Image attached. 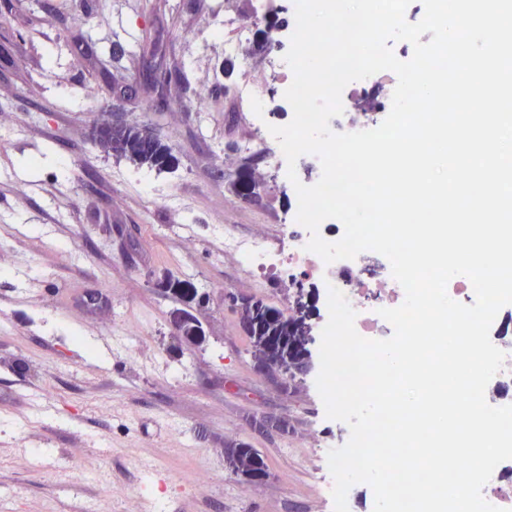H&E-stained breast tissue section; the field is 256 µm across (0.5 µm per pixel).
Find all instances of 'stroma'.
<instances>
[{
    "mask_svg": "<svg viewBox=\"0 0 512 512\" xmlns=\"http://www.w3.org/2000/svg\"><path fill=\"white\" fill-rule=\"evenodd\" d=\"M255 2L0 0V512H334L327 454L350 429L316 388L323 301L303 288L309 370L262 373L234 303L281 302L212 247L228 222L276 246L290 221L286 173L242 148L257 123H287L281 87L261 119L230 111L224 85L244 72L224 78L207 34ZM158 62L179 73L162 96ZM118 84L132 94L117 98ZM203 84L200 114L189 104ZM113 113L171 143L172 166L140 174L103 152L92 133ZM182 311L199 343L175 328ZM130 319L143 334L129 346ZM231 442L260 452L265 481L231 473Z\"/></svg>",
    "mask_w": 512,
    "mask_h": 512,
    "instance_id": "1",
    "label": "stroma"
}]
</instances>
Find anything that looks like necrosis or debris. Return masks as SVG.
<instances>
[{"label":"necrosis or debris","mask_w":512,"mask_h":512,"mask_svg":"<svg viewBox=\"0 0 512 512\" xmlns=\"http://www.w3.org/2000/svg\"><path fill=\"white\" fill-rule=\"evenodd\" d=\"M256 35L254 17L242 18L231 44L246 77L240 87L239 97L254 110H262L269 98L271 80L290 86L293 72L284 60L282 31L270 29L266 36L271 41L262 64H255L247 49ZM222 249L225 259L233 261L242 275L257 281L271 277L273 270L288 271L289 286L308 283L312 287H335L347 298L356 312L355 328L367 339H386L392 336V325L383 319L379 311L401 305L405 293L393 278L391 265L382 255L365 251L356 258L325 263L318 255L307 251L309 231L301 224L287 228L288 244L277 249L270 245L264 234L257 233L243 239L236 236L232 225L224 227ZM495 346L505 352L503 368L488 383L485 391L487 402L493 406L512 404V318L506 311H499L490 329Z\"/></svg>","instance_id":"1"}]
</instances>
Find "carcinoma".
I'll return each instance as SVG.
<instances>
[{
  "label": "carcinoma",
  "instance_id": "1",
  "mask_svg": "<svg viewBox=\"0 0 512 512\" xmlns=\"http://www.w3.org/2000/svg\"><path fill=\"white\" fill-rule=\"evenodd\" d=\"M94 142L107 153L151 170L162 171L173 159L172 145L145 126L128 123L103 126L95 130ZM311 316L310 308L304 304L300 305L298 313L286 315L261 302H254L241 307L239 323L249 336L259 362L302 373L310 364ZM227 463L234 474L244 477L266 467L258 451L242 442L228 449Z\"/></svg>",
  "mask_w": 512,
  "mask_h": 512
}]
</instances>
